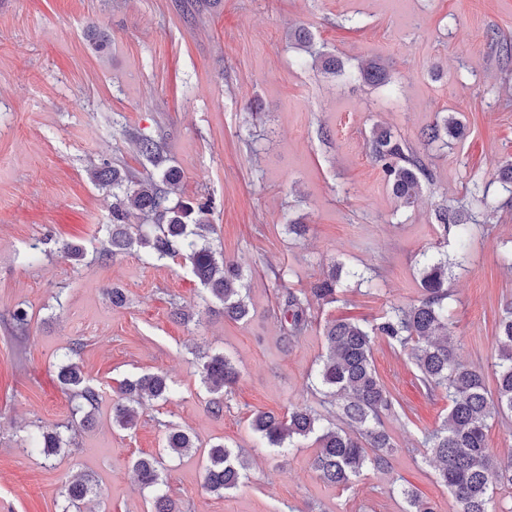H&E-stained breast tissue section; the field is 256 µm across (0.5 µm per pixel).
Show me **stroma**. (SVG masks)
Wrapping results in <instances>:
<instances>
[{"label": "stroma", "instance_id": "1", "mask_svg": "<svg viewBox=\"0 0 512 512\" xmlns=\"http://www.w3.org/2000/svg\"><path fill=\"white\" fill-rule=\"evenodd\" d=\"M297 26L345 61L343 75L322 74L294 47ZM495 29L512 37V0H0V512H60L76 475L96 488L82 512H152L132 464L163 456L169 423L197 445L164 457L181 512H403L396 475L437 512H455L421 445L448 400L425 395L407 353L382 343L373 352L380 379L413 410L387 423L399 448L393 473L367 468L348 489L327 485L312 468L313 440L277 453L250 420L316 404L308 376L326 351L323 324L416 302L429 257L452 264L459 356L492 373L496 322L512 300L502 262L512 251V193L497 179L512 159V57L492 43ZM368 59L391 62L389 83L362 80ZM441 113L463 121L464 137L444 149L422 145L420 130ZM377 124L408 140L433 172L414 207H397L368 154ZM159 133L183 173L177 196L215 202L211 244L244 269V320L225 319L181 259L98 255L112 191L89 171L149 172L131 138ZM483 194L497 208L478 215L459 258L456 237L432 213L469 208ZM292 219L307 224L305 237L288 233ZM62 241L86 247L82 264L59 253ZM334 261L371 269L372 286L344 279L337 302L314 306L316 325L288 342L275 271L304 290ZM114 287L125 306H113ZM20 308L29 326L15 336L6 321ZM77 340L100 394L89 424L72 415L56 381ZM214 352L239 371L219 415L199 373ZM143 373L167 375L168 398L140 406L134 429L114 427L120 383ZM65 423L70 447L48 461L30 453L42 432ZM217 442L251 461L244 483L221 497L202 469Z\"/></svg>", "mask_w": 512, "mask_h": 512}]
</instances>
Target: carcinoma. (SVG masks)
<instances>
[{
	"instance_id": "1",
	"label": "carcinoma",
	"mask_w": 512,
	"mask_h": 512,
	"mask_svg": "<svg viewBox=\"0 0 512 512\" xmlns=\"http://www.w3.org/2000/svg\"><path fill=\"white\" fill-rule=\"evenodd\" d=\"M290 35L314 60L321 61L325 73L342 70L343 62L336 56L312 50L313 40L308 31L299 27ZM360 74L372 85H384L390 77L388 65L379 59L361 64ZM463 129L456 116L446 115L423 129L421 136L427 145L446 147L448 140L462 136ZM134 145L142 159L161 169L159 177L139 178L108 165L90 172L94 182L112 188L114 199L108 237L100 257L114 258L135 247L159 260L178 257L190 265L209 296L220 302L225 318L245 319L249 306L243 294L242 267L217 254L210 243L214 230L213 200L172 201L182 172L167 163L163 143L141 136L134 140ZM367 148L393 196L406 207L417 201L423 184L433 180L425 159L406 139L388 130L373 127ZM134 213L151 218L153 228L132 231L129 218ZM435 220L444 234H455L461 247H466L467 223L460 210L441 206L435 210ZM60 252L77 265L86 256L85 248L74 242L61 244ZM274 277L280 288L285 338L290 342L312 327V301L334 303L342 288L341 267L336 264L307 291L286 286L284 274L279 271ZM420 285L422 294L416 302L395 305L371 322H326V353L314 374L322 394L319 405L300 404L283 415L259 411L250 420L251 428L268 447L279 452L300 448L305 440L314 439L317 451L313 469L324 482L335 487H348L366 466L391 468L397 445L385 420L406 418L408 413L376 374L373 350L381 340L408 352L416 379L427 394L432 396L440 391L448 397L446 419L424 435L422 446L429 450L436 478L453 496L457 512H497L496 494L512 490V458L505 462L499 452L490 448L487 432L492 421H512V301L504 305L494 336L496 390L491 393L486 388L483 370L460 359L451 336L448 263L426 261L420 269ZM81 351L79 342L68 348L67 362L60 367L58 380L74 403L72 414L84 412L89 416L98 403L99 393L75 361ZM200 374L206 389L213 394L210 411L216 415L223 413L224 392L237 381L238 369L229 357L214 353L200 364ZM119 392L129 401L145 396L165 400L170 386L164 375L146 373L124 380ZM112 424L124 430L135 427L134 411L123 402H116L112 406ZM66 443L63 431L57 428L42 434L35 448L47 460ZM165 443L169 453L180 457L195 447L193 437L173 423L165 425ZM249 465V459L242 453L222 443L213 444L206 453L205 485L222 496L240 486ZM134 468L145 488L155 489L163 482L162 461L153 456L137 459ZM93 490L94 485L85 477L67 484L62 492L61 512H81V504ZM400 493L406 503L404 512H434L430 502L414 491L403 488Z\"/></svg>"
}]
</instances>
